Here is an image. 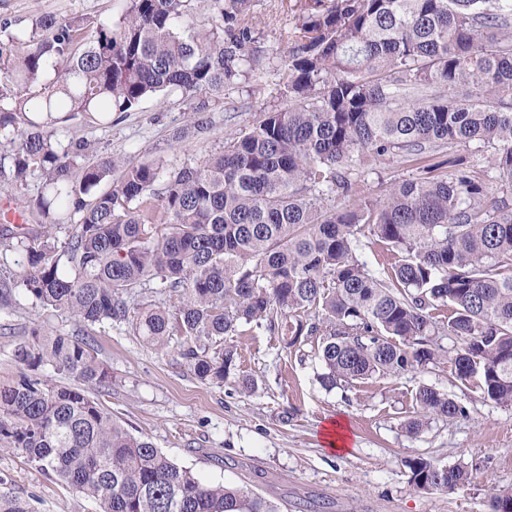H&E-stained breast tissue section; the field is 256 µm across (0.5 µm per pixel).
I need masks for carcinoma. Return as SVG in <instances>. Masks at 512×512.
I'll return each mask as SVG.
<instances>
[{
    "mask_svg": "<svg viewBox=\"0 0 512 512\" xmlns=\"http://www.w3.org/2000/svg\"><path fill=\"white\" fill-rule=\"evenodd\" d=\"M122 2L88 40L86 19L49 13L0 39L13 179L43 176L31 219L0 242L25 251V291L88 328L128 323L160 349L179 336L197 378L245 390L229 342L245 325L286 350L321 337L328 388L433 364L448 337L457 380L511 405L512 0H302L263 120L167 175L148 162L115 178L111 156L77 163L82 141L57 150L58 125H110L170 89L203 134L224 86L261 67L249 0ZM195 12L209 26L195 30ZM470 144L493 150L494 174L451 153ZM383 159L430 164L374 198L351 170ZM53 211L78 217L62 246ZM367 233L388 255L380 273L356 254ZM154 281L169 304L151 299ZM18 357L30 372L0 386V447L100 512H280L247 488L201 483L114 420L89 394L110 393L112 375L86 339L35 330ZM46 365L73 383L35 373ZM413 400L412 434L466 415L430 386ZM409 469L419 490L467 480L424 458ZM0 512L32 510L0 486Z\"/></svg>",
    "mask_w": 512,
    "mask_h": 512,
    "instance_id": "1",
    "label": "carcinoma"
}]
</instances>
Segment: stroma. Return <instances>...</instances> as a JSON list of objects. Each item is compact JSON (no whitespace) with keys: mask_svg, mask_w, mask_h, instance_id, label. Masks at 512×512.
Wrapping results in <instances>:
<instances>
[{"mask_svg":"<svg viewBox=\"0 0 512 512\" xmlns=\"http://www.w3.org/2000/svg\"><path fill=\"white\" fill-rule=\"evenodd\" d=\"M299 0H251L247 16L256 32L252 50L263 62L261 79L242 77L224 89L209 112V130L175 143L171 135L186 124V103L178 92L146 99L136 111L106 126L83 117L67 122L61 145L79 140L90 156L122 162H157L172 170L220 151L229 135L248 130L274 102L281 54L295 30ZM53 12L114 23L119 0H0V21L11 32L30 30L36 15ZM12 146L0 137V186L19 211L42 192L40 172L14 182ZM416 166L384 161L359 169L367 193L383 196L391 184L418 176ZM27 270L23 251L0 248V283H12L0 298V385L24 365L16 356L31 330L81 336L97 350L112 374L105 401L112 417L133 435L149 438L171 460L205 484L243 486L282 503H328L330 512H490L495 490L512 488V405L484 399L455 378L449 356L402 375L324 388L319 337L282 350L277 336L245 326L234 337L238 372L253 380L245 391L233 382L200 381L176 348L145 344L130 325L83 327L68 312L47 309L22 289ZM429 385L459 401L466 416L436 420L408 434L413 396ZM337 421L347 436L345 450L325 443L324 429ZM423 457L461 465L468 478L452 491H423L409 482L411 459ZM0 481L29 502L34 512H99L72 486L47 478L20 452L0 449Z\"/></svg>","mask_w":512,"mask_h":512,"instance_id":"stroma-1","label":"stroma"}]
</instances>
